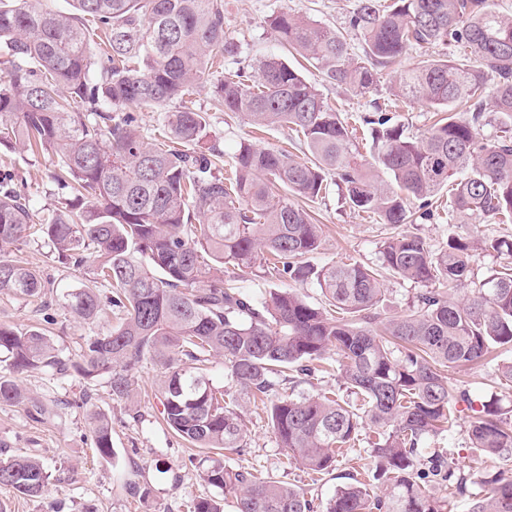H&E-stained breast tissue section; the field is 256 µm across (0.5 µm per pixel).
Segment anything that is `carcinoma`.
<instances>
[{"instance_id":"obj_1","label":"carcinoma","mask_w":512,"mask_h":512,"mask_svg":"<svg viewBox=\"0 0 512 512\" xmlns=\"http://www.w3.org/2000/svg\"><path fill=\"white\" fill-rule=\"evenodd\" d=\"M64 14L47 0H0V144L57 157L61 196L39 220L9 178L0 177V243L41 236L75 270L93 258L90 276L62 294L65 308L89 326L104 310L118 323L92 332L64 355L40 327L0 325V363L10 372L50 369L84 380L108 377L123 399L131 371L144 360L165 368L161 405L167 426L206 450L204 481L222 493L201 497L192 512H317L296 486L224 463L244 451L240 415L207 378L209 356L224 357L226 376L241 394L269 404L275 438L310 473L336 466L343 448L366 428L371 483L337 489L323 512H447L429 483L471 498L470 512H512V477H469L423 439L449 428L468 392L448 384L446 371L477 364L496 348H512V266L505 265L459 304L475 245L512 256V239L452 237L434 251L420 237L382 242L373 266L304 258L320 244L321 225L297 199L327 193L336 176L344 200L384 224L409 223L410 201L429 206L448 191V219L512 223V13L490 0H357L344 30L282 12L270 27L279 40L312 60L325 80L365 95L379 75L409 51L431 55L401 73L396 97L447 116L419 141L390 124L379 106L355 121L371 127V159L318 88L278 57L260 61L257 77L243 69L222 75L234 44L224 35V0H72ZM362 41L350 52L347 34ZM218 105L253 127L287 126L311 155L299 161L277 148L243 141L229 163L202 150L203 113L186 105L206 83ZM464 106V113L457 106ZM164 113L163 142L137 133L139 109ZM500 117L485 140L487 113ZM389 180H384V177ZM260 253L274 269L304 282L315 278L327 307L286 290L257 300L228 284L224 273L252 266ZM388 273L424 286L409 312L384 327L376 308ZM111 295L102 305L98 286ZM0 293L40 298V272L0 259ZM336 354V370L356 402L334 390L278 397L279 378L312 377ZM0 404L44 408L0 374ZM96 449L114 454L112 423L93 415ZM471 447L512 459V410L498 395L468 423ZM50 475L33 456L0 461V485L39 498Z\"/></svg>"}]
</instances>
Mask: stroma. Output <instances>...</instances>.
<instances>
[{
    "label": "stroma",
    "instance_id": "1",
    "mask_svg": "<svg viewBox=\"0 0 512 512\" xmlns=\"http://www.w3.org/2000/svg\"><path fill=\"white\" fill-rule=\"evenodd\" d=\"M356 2L224 0V33L237 48L235 55L225 59L224 69L233 72L241 68L249 72L259 59H285L299 68L340 112L365 113L378 104L393 124L402 127L405 136L421 138L434 121L432 112L421 103L396 100L391 86L400 70L424 60L425 52H410L396 68L383 73L371 93L356 95L327 82L319 71L280 44L268 25L270 16L285 11L341 29ZM195 107L204 112L209 124L207 144L216 145L225 159H232L240 141L247 138L262 147L285 148L304 161L309 158L298 134L288 127L258 132L242 118L219 110L211 87L200 89ZM56 162V157L49 154L25 155L0 145V175L14 178L39 216L47 213L56 201L52 179ZM309 208L322 227L321 245L307 257L316 268L330 261L376 264L381 243L398 231L421 237L437 251L450 237H465L476 229L444 217L420 219L396 228L351 208L334 186L310 203ZM1 257L37 267L45 290L40 299L0 295V324L20 330L32 326L47 328L62 353L73 352L89 333L84 321L66 311L59 299L64 286L75 280V271L41 240L0 245ZM511 260L491 250L474 251L470 277L463 289L455 292V300L466 301ZM231 279L235 288L260 299L293 285L287 275L268 271L261 259L251 269L232 273ZM418 291V285L411 282L387 278L384 297L377 308L379 322L408 312ZM163 378L160 365L144 361L133 372L130 397L120 400L113 397L104 377L86 381L74 375L61 378L41 370L16 375L19 386L43 406L45 416L38 422L24 408L0 405V459L11 455L37 457L44 463L50 480L39 498H28L0 486V512H80L86 504L92 505L95 512H189L190 504L197 498L213 495V488L201 476L203 450L189 447L162 419ZM448 382L466 389L476 400L493 393L512 400V389L498 383L497 364L493 361L449 372ZM233 407L243 420L247 447L242 454L230 456L231 466L255 469L294 484L318 506L347 484L349 475L368 481L371 458L365 437L351 443L334 470L311 474L290 461L278 447L266 409L241 398L235 399ZM97 413L112 421L114 454L109 458L101 457L95 449L92 417ZM470 414L466 405H458L456 424L428 436L425 448L442 453L462 472L474 477L497 472L512 475V460L492 459L471 448L467 432Z\"/></svg>",
    "mask_w": 512,
    "mask_h": 512
}]
</instances>
